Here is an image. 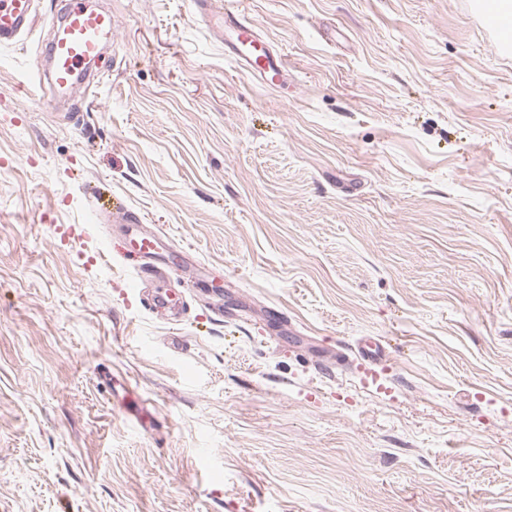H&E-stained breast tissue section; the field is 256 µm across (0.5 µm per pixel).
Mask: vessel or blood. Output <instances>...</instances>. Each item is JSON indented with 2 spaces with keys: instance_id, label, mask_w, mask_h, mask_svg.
I'll use <instances>...</instances> for the list:
<instances>
[{
  "instance_id": "vessel-or-blood-1",
  "label": "vessel or blood",
  "mask_w": 512,
  "mask_h": 512,
  "mask_svg": "<svg viewBox=\"0 0 512 512\" xmlns=\"http://www.w3.org/2000/svg\"><path fill=\"white\" fill-rule=\"evenodd\" d=\"M36 19L34 0H0V47L17 43L23 33L33 29ZM114 30L112 14L89 8L85 0H66L61 20L42 48L50 70L46 77L31 80L32 95H39L43 82L65 90L86 77L87 65L98 60L106 45L113 42ZM224 46L249 77L265 82L288 74L285 57L268 49L259 28L248 19L225 15ZM113 220L122 225L132 253L141 260L139 274H159V267L152 262L160 246L159 236L143 231L132 214L117 213ZM357 353L363 370L373 375L390 361L378 339L365 341Z\"/></svg>"
}]
</instances>
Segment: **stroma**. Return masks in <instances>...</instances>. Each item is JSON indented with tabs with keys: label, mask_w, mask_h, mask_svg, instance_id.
<instances>
[{
	"label": "stroma",
	"mask_w": 512,
	"mask_h": 512,
	"mask_svg": "<svg viewBox=\"0 0 512 512\" xmlns=\"http://www.w3.org/2000/svg\"><path fill=\"white\" fill-rule=\"evenodd\" d=\"M93 2L99 86L27 93L61 0L0 48V512H512V55L472 0H214L278 89L189 0ZM224 48H227L241 69L257 80L288 79V66L283 55L271 52L259 28L245 18L224 13ZM256 51L261 55L256 57ZM268 85V84H267ZM113 221L123 225L124 233L129 236L130 253L143 260L152 259L157 255L161 236L144 232L137 219L130 213L113 214ZM357 353L360 365L368 374L375 375L390 363L389 353L381 339L366 340L363 345L358 346Z\"/></svg>",
	"instance_id": "obj_1"
}]
</instances>
